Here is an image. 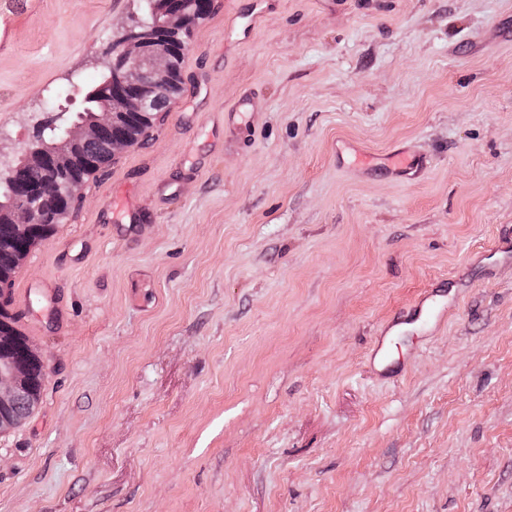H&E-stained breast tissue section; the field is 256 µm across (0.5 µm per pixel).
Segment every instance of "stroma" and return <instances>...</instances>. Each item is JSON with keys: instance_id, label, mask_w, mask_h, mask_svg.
I'll return each instance as SVG.
<instances>
[{"instance_id": "1", "label": "stroma", "mask_w": 512, "mask_h": 512, "mask_svg": "<svg viewBox=\"0 0 512 512\" xmlns=\"http://www.w3.org/2000/svg\"><path fill=\"white\" fill-rule=\"evenodd\" d=\"M138 0H46L0 154L75 112ZM217 0L153 135L16 270L46 362L0 512H512V0ZM256 102L227 126L243 95ZM422 165L339 167L336 143ZM456 281L371 371L379 327Z\"/></svg>"}]
</instances>
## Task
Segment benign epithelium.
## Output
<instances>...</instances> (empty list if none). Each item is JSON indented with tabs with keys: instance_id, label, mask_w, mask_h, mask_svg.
<instances>
[{
	"instance_id": "benign-epithelium-1",
	"label": "benign epithelium",
	"mask_w": 512,
	"mask_h": 512,
	"mask_svg": "<svg viewBox=\"0 0 512 512\" xmlns=\"http://www.w3.org/2000/svg\"><path fill=\"white\" fill-rule=\"evenodd\" d=\"M193 9L183 5L182 0H170L163 21L158 27L175 36L185 32V26ZM175 46L160 41L157 33L144 28L136 17H129L121 25V34L111 50L112 72L123 89L112 90V103L96 114L90 121L74 123L65 129L61 140L44 144L36 149L28 148L21 165L41 167L58 173L65 169L73 152L92 140L99 129L115 126L120 119L131 113L149 111L156 93L166 87V79L175 61ZM81 183L72 182L62 194L55 217L63 218L82 199ZM44 187L39 183H28L13 196V204L7 211V223L14 229L16 261L22 262L29 253L22 241L31 236L36 225L47 221V206L44 205ZM41 354L30 344L24 352L15 349L11 333L0 330V409L6 410L27 387L30 377V362Z\"/></svg>"
}]
</instances>
